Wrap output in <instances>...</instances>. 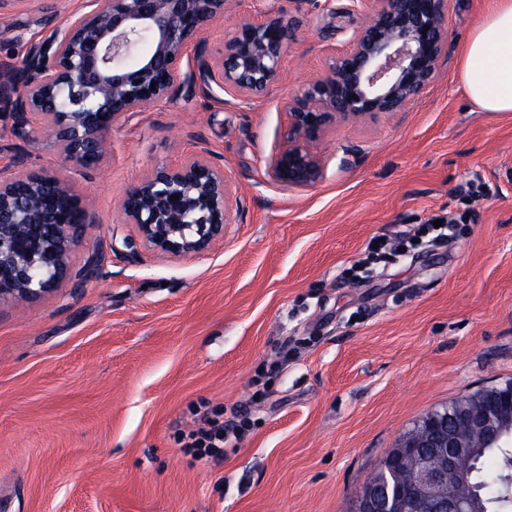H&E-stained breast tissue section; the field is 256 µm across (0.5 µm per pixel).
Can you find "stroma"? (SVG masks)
Listing matches in <instances>:
<instances>
[{
    "instance_id": "35a3bbf8",
    "label": "stroma",
    "mask_w": 512,
    "mask_h": 512,
    "mask_svg": "<svg viewBox=\"0 0 512 512\" xmlns=\"http://www.w3.org/2000/svg\"><path fill=\"white\" fill-rule=\"evenodd\" d=\"M85 4L7 0L0 60ZM492 5L446 0L434 82L407 111L329 128L309 187L269 169L288 130L281 101L346 48L374 0H241L203 33L207 50L220 55L241 18L284 14L298 29L282 84L162 101L116 123L93 170L60 168L40 119L25 143L0 112V179L27 148L30 169L59 172L95 216L56 288L0 305V512H354L422 417L512 378V112L480 111L459 73ZM202 148L238 201L223 241L187 258L130 252L123 193ZM437 217L457 222L449 242L354 277L370 238ZM239 404L252 428L223 463L181 453L200 406Z\"/></svg>"
}]
</instances>
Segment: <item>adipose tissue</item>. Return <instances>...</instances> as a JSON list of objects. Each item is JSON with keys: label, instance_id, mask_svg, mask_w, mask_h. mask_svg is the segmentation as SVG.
<instances>
[{"label": "adipose tissue", "instance_id": "ef3b65f1", "mask_svg": "<svg viewBox=\"0 0 512 512\" xmlns=\"http://www.w3.org/2000/svg\"><path fill=\"white\" fill-rule=\"evenodd\" d=\"M470 100L485 112H512V0H496L471 31L460 55Z\"/></svg>", "mask_w": 512, "mask_h": 512}]
</instances>
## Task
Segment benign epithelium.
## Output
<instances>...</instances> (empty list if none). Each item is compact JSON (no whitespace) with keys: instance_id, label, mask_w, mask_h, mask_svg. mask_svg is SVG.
Instances as JSON below:
<instances>
[{"instance_id":"7a95c632","label":"benign epithelium","mask_w":512,"mask_h":512,"mask_svg":"<svg viewBox=\"0 0 512 512\" xmlns=\"http://www.w3.org/2000/svg\"><path fill=\"white\" fill-rule=\"evenodd\" d=\"M240 0H87L88 11L51 29L15 64H0V109L29 137L30 116L67 163L90 169L111 151L108 132L179 91L216 86L237 97H265L280 83L292 22L281 14L241 20L218 56L200 34ZM378 8L331 57L326 70L283 102L288 135L271 161L288 188L324 175L314 150L338 121L404 112L435 80L446 55L445 0H377ZM429 30H424V27ZM194 48L196 68L182 75ZM28 153L0 180V305L40 296L67 275L69 253L94 215L55 173L27 170ZM178 199L171 200L172 196ZM233 194L208 150L155 166L120 201L131 244L192 257L224 240ZM477 405L431 412L402 436L368 478L355 512H480L467 461L479 448L512 447V379L477 390ZM408 482L382 492L397 473Z\"/></svg>"}]
</instances>
